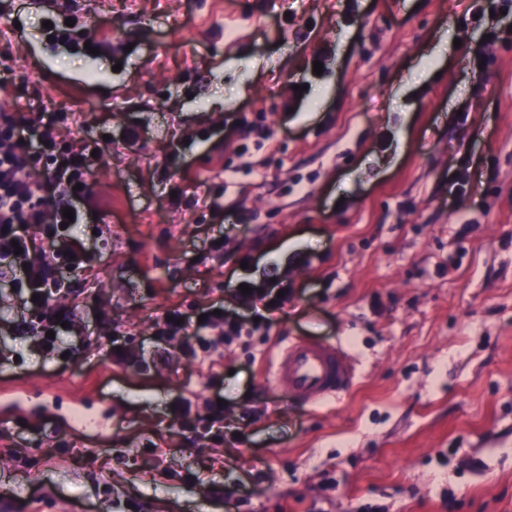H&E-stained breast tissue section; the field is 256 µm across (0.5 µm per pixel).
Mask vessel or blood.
<instances>
[{"instance_id":"1","label":"vessel or blood","mask_w":512,"mask_h":512,"mask_svg":"<svg viewBox=\"0 0 512 512\" xmlns=\"http://www.w3.org/2000/svg\"><path fill=\"white\" fill-rule=\"evenodd\" d=\"M353 376L352 362L342 346L311 340L281 346L268 371L272 385L313 407L335 402Z\"/></svg>"}]
</instances>
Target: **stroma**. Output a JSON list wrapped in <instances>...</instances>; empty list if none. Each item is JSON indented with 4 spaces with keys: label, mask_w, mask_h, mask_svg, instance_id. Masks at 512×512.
I'll return each mask as SVG.
<instances>
[{
    "label": "stroma",
    "mask_w": 512,
    "mask_h": 512,
    "mask_svg": "<svg viewBox=\"0 0 512 512\" xmlns=\"http://www.w3.org/2000/svg\"><path fill=\"white\" fill-rule=\"evenodd\" d=\"M489 4L0 0V107L102 144L71 275L91 335L50 361L16 337L0 371L14 512H512V30L475 69ZM69 19L107 52L48 39ZM243 284L287 291L270 329L154 368L157 319H251ZM305 339L356 364L325 407L267 378ZM217 395L214 449L168 412ZM74 401L112 417L72 428Z\"/></svg>",
    "instance_id": "1"
}]
</instances>
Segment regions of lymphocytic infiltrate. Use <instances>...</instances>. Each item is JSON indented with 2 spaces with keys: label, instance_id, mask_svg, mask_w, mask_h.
Masks as SVG:
<instances>
[{
  "label": "lymphocytic infiltrate",
  "instance_id": "f902f5d3",
  "mask_svg": "<svg viewBox=\"0 0 512 512\" xmlns=\"http://www.w3.org/2000/svg\"><path fill=\"white\" fill-rule=\"evenodd\" d=\"M65 119L61 112L0 111V284L10 286L13 305L35 317L15 323V335L34 336L47 356L57 353L61 336H84L77 306L70 301L74 284L61 272L83 269L89 255L63 212L80 198V186L88 184L92 156L89 146L60 140L57 127ZM37 161L43 164L38 177L22 179V171ZM223 307L218 300L186 313L172 311L170 319L157 323L154 335L200 362L212 361L226 339L243 331L242 321ZM171 416L183 430L223 444V404L209 401L206 416L196 420L183 400Z\"/></svg>",
  "mask_w": 512,
  "mask_h": 512
}]
</instances>
